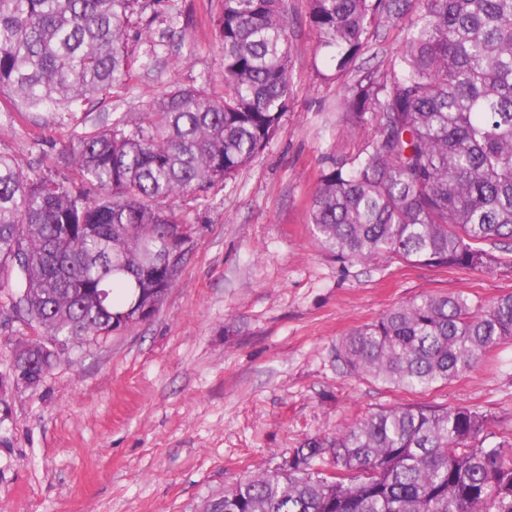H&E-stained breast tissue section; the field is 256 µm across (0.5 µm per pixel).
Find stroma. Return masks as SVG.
Returning <instances> with one entry per match:
<instances>
[{"mask_svg":"<svg viewBox=\"0 0 512 512\" xmlns=\"http://www.w3.org/2000/svg\"><path fill=\"white\" fill-rule=\"evenodd\" d=\"M221 0H136L124 82L75 111H0V153L27 173L75 179L60 164L77 134L129 129L182 87L224 94ZM289 108L264 149L208 196L174 205L190 250L156 312L131 329L74 344L34 389L5 395L0 512H208L225 489L274 468L309 437L401 404L467 406L512 429V339L466 375L426 393L357 377L336 360L350 331L426 294L489 301L512 292V252L483 270L376 258L343 265L308 222L319 179L353 157L336 74L308 20L287 0Z\"/></svg>","mask_w":512,"mask_h":512,"instance_id":"1","label":"stroma"}]
</instances>
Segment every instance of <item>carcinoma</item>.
<instances>
[{"mask_svg":"<svg viewBox=\"0 0 512 512\" xmlns=\"http://www.w3.org/2000/svg\"><path fill=\"white\" fill-rule=\"evenodd\" d=\"M135 0H0V96L71 110L127 72ZM338 73L354 71L377 17H407L402 48L357 77L339 104L348 162L323 174L309 210L343 263L391 258L487 267L512 245V0H309ZM224 97L181 88L132 132L122 119L73 137L62 159L81 186L26 174L0 154V288L35 337L17 367L38 384L43 344L96 340L137 324L174 279L166 256L188 216L279 130L291 82L285 0H222ZM512 339V292L478 304L424 294L354 330L336 358L358 377L428 391ZM491 417L403 405L331 439L307 438L274 469L224 491L210 512H512V442L483 445Z\"/></svg>","mask_w":512,"mask_h":512,"instance_id":"cac0c4a2","label":"carcinoma"}]
</instances>
